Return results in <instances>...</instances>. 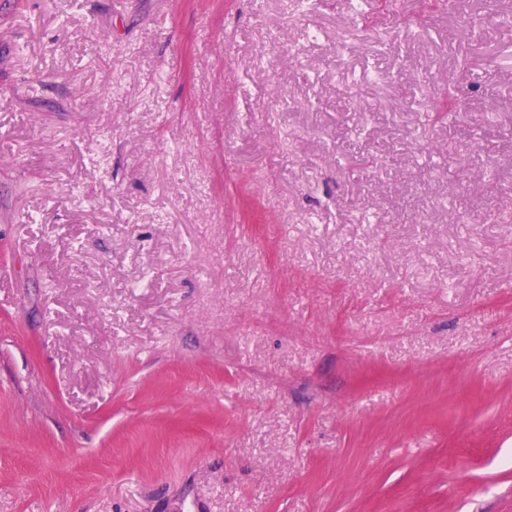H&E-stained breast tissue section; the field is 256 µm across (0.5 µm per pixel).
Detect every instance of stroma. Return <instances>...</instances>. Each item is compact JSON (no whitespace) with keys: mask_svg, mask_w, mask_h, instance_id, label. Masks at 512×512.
<instances>
[{"mask_svg":"<svg viewBox=\"0 0 512 512\" xmlns=\"http://www.w3.org/2000/svg\"><path fill=\"white\" fill-rule=\"evenodd\" d=\"M361 11L0 0V512H512V0Z\"/></svg>","mask_w":512,"mask_h":512,"instance_id":"1","label":"stroma"}]
</instances>
